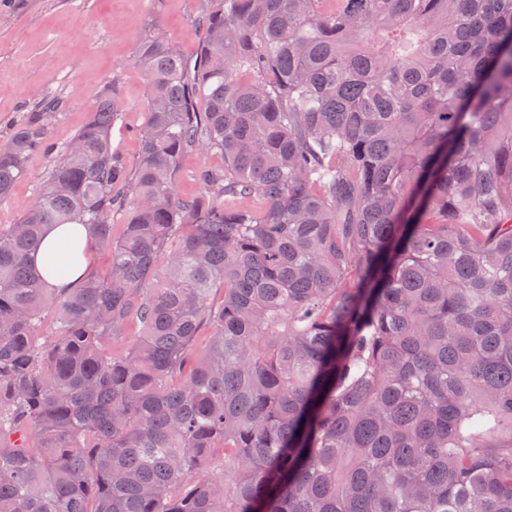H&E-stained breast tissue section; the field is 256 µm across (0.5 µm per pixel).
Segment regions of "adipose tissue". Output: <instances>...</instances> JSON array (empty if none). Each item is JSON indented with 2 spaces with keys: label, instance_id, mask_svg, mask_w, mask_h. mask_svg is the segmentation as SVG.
Listing matches in <instances>:
<instances>
[{
  "label": "adipose tissue",
  "instance_id": "1",
  "mask_svg": "<svg viewBox=\"0 0 512 512\" xmlns=\"http://www.w3.org/2000/svg\"><path fill=\"white\" fill-rule=\"evenodd\" d=\"M79 251L82 255L80 265L71 267L66 275H58L56 262L62 252ZM32 260L43 270L49 285L64 289L78 283L89 268L91 262L90 238L88 230L81 224H61L48 226L40 248L33 254Z\"/></svg>",
  "mask_w": 512,
  "mask_h": 512
}]
</instances>
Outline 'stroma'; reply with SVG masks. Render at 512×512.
Returning <instances> with one entry per match:
<instances>
[{"mask_svg":"<svg viewBox=\"0 0 512 512\" xmlns=\"http://www.w3.org/2000/svg\"><path fill=\"white\" fill-rule=\"evenodd\" d=\"M203 5L204 0H0V140L23 107L55 95L63 107L49 133L56 143L68 142L116 77L124 118L112 140L126 161L135 163L146 121V79L132 61V47L154 27L194 57L199 35L193 23ZM49 164L42 154L30 158L27 175L0 202L1 230L33 202Z\"/></svg>","mask_w":512,"mask_h":512,"instance_id":"obj_1","label":"stroma"}]
</instances>
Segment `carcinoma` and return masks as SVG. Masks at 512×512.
Here are the masks:
<instances>
[{
    "label": "carcinoma",
    "mask_w": 512,
    "mask_h": 512,
    "mask_svg": "<svg viewBox=\"0 0 512 512\" xmlns=\"http://www.w3.org/2000/svg\"><path fill=\"white\" fill-rule=\"evenodd\" d=\"M195 26L135 43L134 165L116 77L69 144L55 96L0 143V202L51 159L0 230V512H512V0ZM50 224L109 271L46 287ZM203 164L212 167H222L224 166V157L217 153L203 155L198 152H191L186 154L181 163L178 183V191L182 197L194 198L204 193L202 186L196 178V171ZM49 164V158L43 154L30 158L27 175L18 181L10 198L0 203L1 230L15 224L22 212L33 202Z\"/></svg>",
    "instance_id": "1"
}]
</instances>
